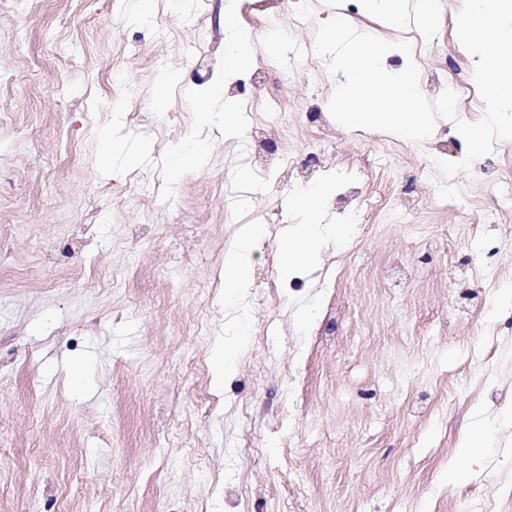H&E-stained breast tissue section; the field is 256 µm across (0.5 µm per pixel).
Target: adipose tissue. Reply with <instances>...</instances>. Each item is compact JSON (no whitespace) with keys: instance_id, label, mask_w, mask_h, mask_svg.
I'll list each match as a JSON object with an SVG mask.
<instances>
[{"instance_id":"obj_1","label":"adipose tissue","mask_w":512,"mask_h":512,"mask_svg":"<svg viewBox=\"0 0 512 512\" xmlns=\"http://www.w3.org/2000/svg\"><path fill=\"white\" fill-rule=\"evenodd\" d=\"M323 188L316 187L304 193L299 205L303 214L301 224L295 225L288 241V252L280 264L282 275H290L300 266L315 265L319 251L327 238H343L344 229L338 225L319 223L318 203ZM261 238V228L249 224L242 228L236 246L224 259V286L230 295L246 290L250 283V257Z\"/></svg>"}]
</instances>
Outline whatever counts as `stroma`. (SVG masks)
Masks as SVG:
<instances>
[{"instance_id":"35a3bbf8","label":"stroma","mask_w":512,"mask_h":512,"mask_svg":"<svg viewBox=\"0 0 512 512\" xmlns=\"http://www.w3.org/2000/svg\"><path fill=\"white\" fill-rule=\"evenodd\" d=\"M156 3L144 23L135 0H0V512H287L292 465L325 512H455L470 490L494 495L512 477V405L496 400L512 394V305L475 304L457 279L488 248L512 289V212L478 234L471 225L512 147L455 174L447 205L422 207L429 142L332 124L329 165H368L386 204L365 235L328 240L292 279L277 266L281 232L264 235L250 271L277 285L258 310L268 332L239 336L215 389L212 350L239 303L225 294L224 256L242 225L276 209L292 226L302 214L296 196H279L283 171L259 190L237 177L239 147L265 112L239 110L228 134L222 116L199 124L192 104L217 83L238 100L283 98L275 146L305 158L338 82L312 52L315 28L342 3L283 0L262 31L244 0H184L193 30ZM461 5L436 0L427 30L362 5L348 21L388 41L421 37L420 72L442 62L469 83ZM228 19L264 85L226 71ZM166 69L180 78L158 104ZM106 127L145 147L138 167L118 155L100 170ZM193 141L209 144L205 164L173 176L170 145ZM145 169L160 182L151 194ZM230 189L255 197L228 222ZM290 401L292 429L281 423ZM479 417L491 437L477 472L449 487L448 461ZM244 420L254 462L242 473ZM291 433L305 447L293 462Z\"/></svg>"}]
</instances>
